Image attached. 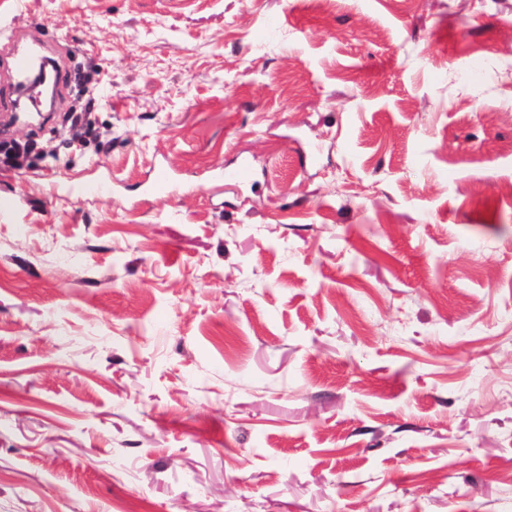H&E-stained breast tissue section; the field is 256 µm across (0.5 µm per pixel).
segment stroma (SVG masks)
Listing matches in <instances>:
<instances>
[{
    "mask_svg": "<svg viewBox=\"0 0 512 512\" xmlns=\"http://www.w3.org/2000/svg\"><path fill=\"white\" fill-rule=\"evenodd\" d=\"M0 137V512H512V0H0Z\"/></svg>",
    "mask_w": 512,
    "mask_h": 512,
    "instance_id": "1",
    "label": "stroma"
}]
</instances>
